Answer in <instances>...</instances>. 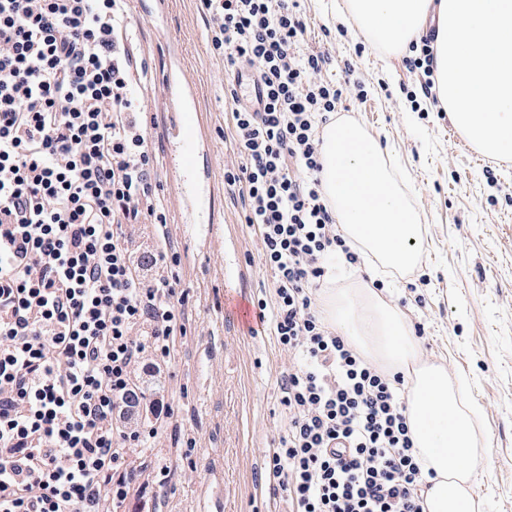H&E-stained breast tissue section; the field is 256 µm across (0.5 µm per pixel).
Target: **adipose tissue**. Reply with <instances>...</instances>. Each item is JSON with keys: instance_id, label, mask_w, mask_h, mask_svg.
Masks as SVG:
<instances>
[{"instance_id": "obj_1", "label": "adipose tissue", "mask_w": 512, "mask_h": 512, "mask_svg": "<svg viewBox=\"0 0 512 512\" xmlns=\"http://www.w3.org/2000/svg\"><path fill=\"white\" fill-rule=\"evenodd\" d=\"M328 9L388 55L433 33L439 102L486 156L512 155V0H330ZM320 140L323 199L342 234L383 267L414 265L421 218L379 140L339 119L323 125ZM321 304L336 332L368 361L406 375L407 423L432 474L424 512H475L471 410L446 368L423 358L406 312L353 280L325 289Z\"/></svg>"}]
</instances>
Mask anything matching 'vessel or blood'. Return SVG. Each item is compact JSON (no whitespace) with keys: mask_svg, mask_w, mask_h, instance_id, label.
Masks as SVG:
<instances>
[{"mask_svg":"<svg viewBox=\"0 0 512 512\" xmlns=\"http://www.w3.org/2000/svg\"><path fill=\"white\" fill-rule=\"evenodd\" d=\"M157 35L168 48V66L149 100L158 107L155 131L169 145L168 206L184 228L188 251L222 262L224 227L214 223L211 206L223 186L224 159L216 152L207 114L196 105V89L176 42L167 29Z\"/></svg>","mask_w":512,"mask_h":512,"instance_id":"b4317fda","label":"vessel or blood"}]
</instances>
